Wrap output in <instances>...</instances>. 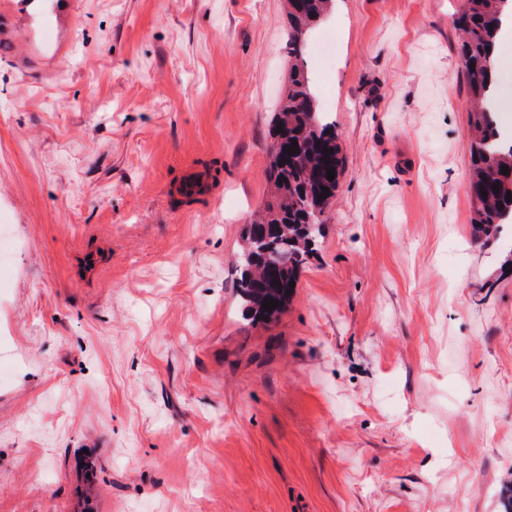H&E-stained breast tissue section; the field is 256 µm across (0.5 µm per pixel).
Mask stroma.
Here are the masks:
<instances>
[{"mask_svg": "<svg viewBox=\"0 0 512 512\" xmlns=\"http://www.w3.org/2000/svg\"><path fill=\"white\" fill-rule=\"evenodd\" d=\"M54 3L0 11V512H507L512 268L471 227L457 0H336L308 35L343 165L265 323L236 257L285 0Z\"/></svg>", "mask_w": 512, "mask_h": 512, "instance_id": "stroma-1", "label": "stroma"}]
</instances>
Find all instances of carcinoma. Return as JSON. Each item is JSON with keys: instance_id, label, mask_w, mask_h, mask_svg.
Here are the masks:
<instances>
[{"instance_id": "obj_1", "label": "carcinoma", "mask_w": 512, "mask_h": 512, "mask_svg": "<svg viewBox=\"0 0 512 512\" xmlns=\"http://www.w3.org/2000/svg\"><path fill=\"white\" fill-rule=\"evenodd\" d=\"M335 0H287L291 53L296 55L308 32L331 11ZM512 0H458L452 24L460 36V55L466 70L472 109L469 137L472 142L471 224L478 238L489 243L501 238L512 224V137L503 134L492 118L495 60L500 16ZM283 131H277L278 127ZM293 148V154L286 153ZM268 179L273 190L263 211L245 226L239 253L240 298L244 316L263 321L288 307L302 267L315 253L322 225L309 223L306 198L324 213L336 196L338 180L327 171L341 173L342 157L336 131L319 112L312 79L301 63L289 72L285 101L274 117L268 145ZM506 166L509 172L502 173ZM328 188L322 197V188ZM288 254V266L271 263L275 255ZM278 307L263 309L265 299Z\"/></svg>"}]
</instances>
